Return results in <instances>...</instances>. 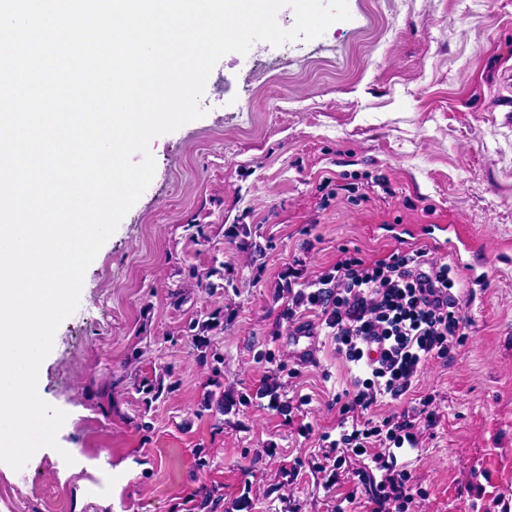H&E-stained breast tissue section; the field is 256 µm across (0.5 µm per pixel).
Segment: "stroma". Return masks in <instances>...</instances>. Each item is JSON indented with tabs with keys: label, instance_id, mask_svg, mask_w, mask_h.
I'll return each instance as SVG.
<instances>
[{
	"label": "stroma",
	"instance_id": "obj_1",
	"mask_svg": "<svg viewBox=\"0 0 512 512\" xmlns=\"http://www.w3.org/2000/svg\"><path fill=\"white\" fill-rule=\"evenodd\" d=\"M347 4L293 55L255 42L252 77L223 56L206 83L221 105L152 140L154 177L40 367L75 466L50 448L0 463V512H184L190 496L195 512H336L365 460L327 488L318 441L358 370L315 317L288 323V274L427 247L440 224L471 239L484 278L459 271L471 334L415 388L439 414L409 466L415 512H512V0ZM216 260L223 287H193ZM272 376L302 403L292 419L263 395Z\"/></svg>",
	"mask_w": 512,
	"mask_h": 512
}]
</instances>
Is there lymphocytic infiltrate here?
Here are the masks:
<instances>
[{"label": "lymphocytic infiltrate", "instance_id": "obj_1", "mask_svg": "<svg viewBox=\"0 0 512 512\" xmlns=\"http://www.w3.org/2000/svg\"><path fill=\"white\" fill-rule=\"evenodd\" d=\"M456 281L452 265L430 260L427 250L418 248L372 261L343 254L317 280L289 292V316L301 308L317 313L332 331L337 354L365 371L336 401L340 423L351 429L322 450L332 469L378 444L418 445L421 425L434 423L435 398L429 394L421 398L417 418L395 413L374 420L369 413L379 396L407 395L430 362L447 360L466 341L471 322L453 293ZM372 340L383 345L375 361L366 356ZM373 461L384 475L365 489L369 512H409L423 490L410 472L390 467L383 454L373 455Z\"/></svg>", "mask_w": 512, "mask_h": 512}]
</instances>
